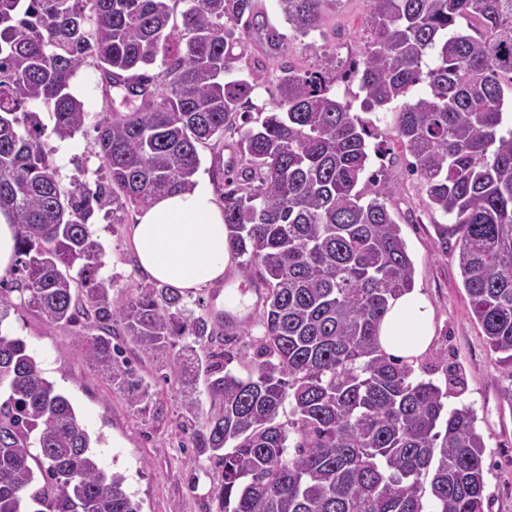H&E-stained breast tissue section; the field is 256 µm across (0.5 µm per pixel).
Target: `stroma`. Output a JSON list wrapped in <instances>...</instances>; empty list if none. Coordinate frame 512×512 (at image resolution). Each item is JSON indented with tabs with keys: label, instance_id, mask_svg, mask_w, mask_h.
Segmentation results:
<instances>
[{
	"label": "stroma",
	"instance_id": "35a3bbf8",
	"mask_svg": "<svg viewBox=\"0 0 512 512\" xmlns=\"http://www.w3.org/2000/svg\"><path fill=\"white\" fill-rule=\"evenodd\" d=\"M371 12V0H339L335 9L326 12L319 33L289 40L287 61L306 70L316 68L328 55L349 59L362 44ZM74 88L87 113L85 125L72 139H48L47 150L62 184L79 180L92 185L107 175L92 149L96 124L102 113L120 109L121 93L104 91L92 60L79 71ZM374 126L380 151L370 160L369 169L376 174L371 189L399 224L414 264L415 286L434 308L432 343L415 361V373L441 386L449 375H458L460 389L449 396L447 405L469 406L477 417L486 444L484 510L512 512V404L501 398L512 379L502 373L471 317L457 262V235L440 243L436 226L443 223V216L429 208L419 179L393 160L400 147L391 119L381 118ZM136 221L137 213L131 210L121 223H113L112 211L106 208L95 213L89 224L104 252L100 277L113 279L116 291L127 294L144 281L129 245ZM232 287L249 295L250 303L240 311H220L217 299ZM266 293L254 268L239 259L225 273L223 284L185 297L188 308H201L211 317L221 314L230 321L235 336L228 347L232 370L243 371L254 355ZM9 321L42 361L56 389L71 400L90 434L103 435L95 448L100 465L125 475V488L142 512H209L210 491L220 484L221 469L207 457L195 455L181 432L185 410L170 386V368H158L135 346H128L129 360L158 388L149 404L137 409L89 363L73 328L49 326L29 309L12 312Z\"/></svg>",
	"mask_w": 512,
	"mask_h": 512
}]
</instances>
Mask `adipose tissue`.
Here are the masks:
<instances>
[{
    "label": "adipose tissue",
    "mask_w": 512,
    "mask_h": 512,
    "mask_svg": "<svg viewBox=\"0 0 512 512\" xmlns=\"http://www.w3.org/2000/svg\"><path fill=\"white\" fill-rule=\"evenodd\" d=\"M138 264L151 280L184 292L214 286L233 264L224 206L207 181L157 196L130 229ZM434 309L418 290L391 301L378 341L389 355L413 360L430 347Z\"/></svg>",
    "instance_id": "adipose-tissue-1"
}]
</instances>
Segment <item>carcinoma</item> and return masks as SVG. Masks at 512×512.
I'll list each match as a JSON object with an SVG mask.
<instances>
[{
	"label": "carcinoma",
	"instance_id": "carcinoma-1",
	"mask_svg": "<svg viewBox=\"0 0 512 512\" xmlns=\"http://www.w3.org/2000/svg\"><path fill=\"white\" fill-rule=\"evenodd\" d=\"M277 2L289 35L258 21L256 0H0V210L17 224L12 278L0 280V512H140L126 477L99 465L102 436L6 323L18 309L82 324L88 361L133 406L149 385L112 337L157 360L192 338L175 384L193 447L222 468L216 512H484V438L468 407L445 409L457 381L419 379L379 346L414 265L386 204L361 186L375 128L339 88L358 84L370 111L401 102L392 119L408 172L453 219L471 314L512 378V0H371L347 64L284 62L259 105L270 58L319 31L339 0ZM89 58L135 106L96 126L108 182L66 189L45 141L82 130L72 85ZM228 133L230 247L267 287L243 374L226 369L224 319L194 315L180 289L114 293L88 230L97 209L112 206L116 224L191 186L198 147Z\"/></svg>",
	"mask_w": 512,
	"mask_h": 512
}]
</instances>
